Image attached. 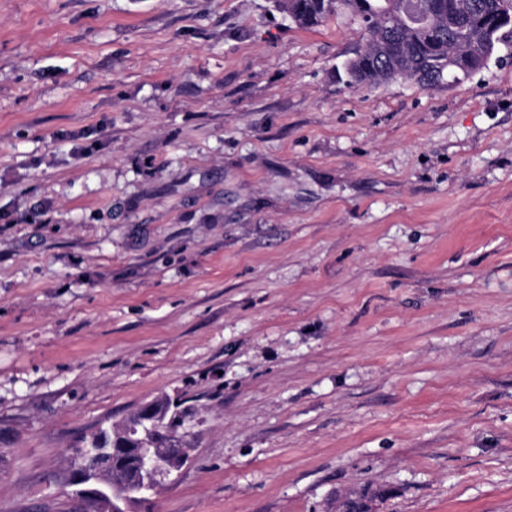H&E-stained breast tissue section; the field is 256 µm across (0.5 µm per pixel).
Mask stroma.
I'll list each match as a JSON object with an SVG mask.
<instances>
[{
  "label": "stroma",
  "instance_id": "1",
  "mask_svg": "<svg viewBox=\"0 0 512 512\" xmlns=\"http://www.w3.org/2000/svg\"><path fill=\"white\" fill-rule=\"evenodd\" d=\"M272 0H0V512L159 396L141 512H512V58L352 87Z\"/></svg>",
  "mask_w": 512,
  "mask_h": 512
}]
</instances>
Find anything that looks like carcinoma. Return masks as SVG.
<instances>
[{
	"label": "carcinoma",
	"mask_w": 512,
	"mask_h": 512,
	"mask_svg": "<svg viewBox=\"0 0 512 512\" xmlns=\"http://www.w3.org/2000/svg\"><path fill=\"white\" fill-rule=\"evenodd\" d=\"M299 27L346 13L358 21L365 45L346 63L353 86L393 80L454 83L483 68L512 35V0H433L425 22L416 0H274Z\"/></svg>",
	"instance_id": "carcinoma-1"
}]
</instances>
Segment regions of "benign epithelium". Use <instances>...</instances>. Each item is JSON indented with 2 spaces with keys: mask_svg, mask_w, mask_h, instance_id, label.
Masks as SVG:
<instances>
[{
  "mask_svg": "<svg viewBox=\"0 0 512 512\" xmlns=\"http://www.w3.org/2000/svg\"><path fill=\"white\" fill-rule=\"evenodd\" d=\"M198 424L192 407L178 398L143 404L121 429L120 447L96 448L88 461L70 465L76 501L94 502L99 512H130L131 504L151 500L173 468L190 459L185 434Z\"/></svg>",
  "mask_w": 512,
  "mask_h": 512,
  "instance_id": "obj_1",
  "label": "benign epithelium"
}]
</instances>
